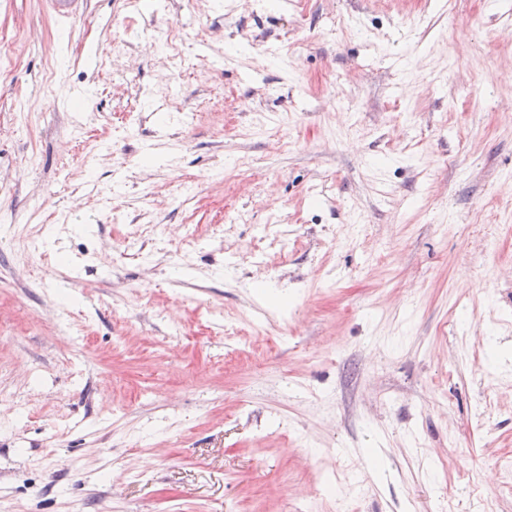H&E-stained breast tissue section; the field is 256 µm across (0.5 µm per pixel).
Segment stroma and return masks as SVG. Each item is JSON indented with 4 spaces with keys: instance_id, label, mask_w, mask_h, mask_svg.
I'll use <instances>...</instances> for the list:
<instances>
[{
    "instance_id": "1",
    "label": "stroma",
    "mask_w": 512,
    "mask_h": 512,
    "mask_svg": "<svg viewBox=\"0 0 512 512\" xmlns=\"http://www.w3.org/2000/svg\"><path fill=\"white\" fill-rule=\"evenodd\" d=\"M3 43L0 512H512L507 0Z\"/></svg>"
}]
</instances>
